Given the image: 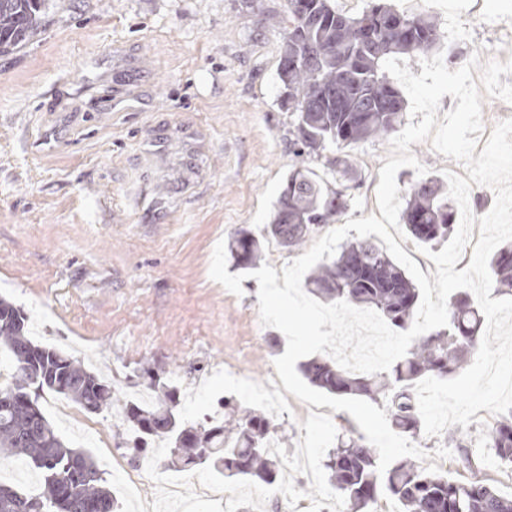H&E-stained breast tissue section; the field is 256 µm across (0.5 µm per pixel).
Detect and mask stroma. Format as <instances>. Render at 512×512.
<instances>
[{"instance_id":"35a3bbf8","label":"stroma","mask_w":512,"mask_h":512,"mask_svg":"<svg viewBox=\"0 0 512 512\" xmlns=\"http://www.w3.org/2000/svg\"><path fill=\"white\" fill-rule=\"evenodd\" d=\"M434 19L449 70L488 42L512 47V0H386ZM285 0H50L21 47L0 54V295L20 308L31 338L101 372L116 398L150 401L137 371L166 368L192 423L224 398L265 407L257 390L286 349L260 321L258 282L234 295L209 275L219 241L240 228L262 233L297 163L288 148L295 115L280 105ZM425 175L401 168V190L444 180L460 162L430 142L411 145ZM386 138L328 147L345 159L352 189L343 216L378 214ZM39 405L65 440L89 450L123 512L164 501L170 483H223L239 512H307L334 497L321 460L356 429L344 411L314 424L289 397L277 417L288 485L223 482L208 469L165 468L130 490V433L112 409L71 417ZM493 415L477 412L462 433L482 471L512 496V466L486 446ZM423 465L459 479L445 436H421Z\"/></svg>"}]
</instances>
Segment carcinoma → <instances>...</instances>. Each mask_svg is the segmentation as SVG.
<instances>
[{
  "label": "carcinoma",
  "instance_id": "1",
  "mask_svg": "<svg viewBox=\"0 0 512 512\" xmlns=\"http://www.w3.org/2000/svg\"><path fill=\"white\" fill-rule=\"evenodd\" d=\"M285 7L288 28L278 65L281 106L296 115L288 144L302 165L288 174L261 237L244 228L233 237L230 252L243 269L260 259L264 242L296 249L347 209L346 189L330 188L305 162L321 158L331 145L348 147L394 133L404 100L382 63L399 55L427 54L439 43L433 22L384 3L355 17L337 11L333 0H286ZM46 9V0H0V52L25 42ZM403 220L414 239L436 245L448 240L456 214L438 182L428 179L411 187ZM489 265L496 292L511 294L512 245L501 247ZM305 288L328 303L346 301L372 309L398 332L413 325L420 297L405 272L370 239L344 245L332 261L312 269ZM26 321L19 308L0 297V348L11 357L18 376L0 385V457L27 461L41 474L42 484L40 493L27 495L0 483V512H117V501L92 456L67 445L35 397L49 389L98 413L115 402L112 388L71 355L35 343L27 335ZM483 321L481 308L460 292L448 304V327L420 335L388 371L351 373L323 357L302 364V372L330 394L381 405L398 432L415 438L424 428L414 385L428 377L446 380L462 370L478 352ZM140 377L153 400L122 405L123 420L133 433L128 449L134 457L162 444L168 466L177 471L205 466L229 481L278 482L281 464L270 448L277 425L266 411L226 398L220 417L189 425L172 382L149 367L140 368ZM448 440L462 449L470 477L457 479L408 459L393 462L380 474L378 451L361 436L339 438L323 466L350 512H365L382 497L395 501L401 512H512V496L498 491L456 436L450 434ZM486 447L502 463L512 464V411L495 421Z\"/></svg>",
  "mask_w": 512,
  "mask_h": 512
}]
</instances>
